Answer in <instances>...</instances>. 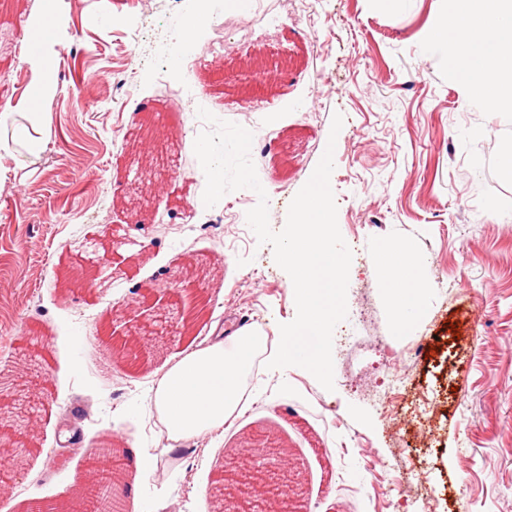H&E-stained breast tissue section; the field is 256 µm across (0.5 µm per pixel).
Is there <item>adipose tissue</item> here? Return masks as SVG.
<instances>
[{
	"mask_svg": "<svg viewBox=\"0 0 512 512\" xmlns=\"http://www.w3.org/2000/svg\"><path fill=\"white\" fill-rule=\"evenodd\" d=\"M445 10L426 42L444 51L462 89L488 109L512 110V0H445ZM34 40L26 45L32 79L25 96L0 109V131L14 146V156L41 160L51 138L36 112L48 96L47 50L54 41L52 0H38ZM375 265L389 283L388 297L398 332L420 315L425 283L419 278L412 249L405 244L383 249ZM266 342L261 331L238 330L216 336L208 345L181 354L154 390L150 402L170 441L201 437L234 419L246 392L245 381Z\"/></svg>",
	"mask_w": 512,
	"mask_h": 512,
	"instance_id": "ef3b65f1",
	"label": "adipose tissue"
}]
</instances>
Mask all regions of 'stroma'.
I'll return each mask as SVG.
<instances>
[{
  "label": "stroma",
  "instance_id": "obj_1",
  "mask_svg": "<svg viewBox=\"0 0 512 512\" xmlns=\"http://www.w3.org/2000/svg\"><path fill=\"white\" fill-rule=\"evenodd\" d=\"M34 2L0 0V104L29 84L22 45ZM192 2L55 0L54 90L38 107L51 141L33 170L0 156V375L22 391L0 431L26 451L24 469L0 472V499L11 512L53 502L86 479L89 441L109 429L126 469L143 454L156 461L119 493L133 512H214L212 491L239 450L266 438L288 448L301 479L288 512H457L463 502L512 512V175L498 165L512 116L464 97L445 57L427 49L442 0H264L259 21L213 0L217 19L198 26L185 80L165 67ZM250 56L270 66L267 86L239 83ZM202 108L252 132L275 230L334 144L330 183L353 259L333 390L297 366L259 367L231 427L173 448L147 406L172 356L207 345L213 324L229 335L246 321L271 355L296 316L289 275L246 220L257 194L192 210L206 185L194 153ZM147 119L158 130L155 191L134 185L129 151ZM99 241L119 276L60 294L66 262L97 257ZM398 243L412 247L426 284L423 313L403 334L372 263ZM183 279L215 316L173 344L163 327L184 296L156 289ZM116 313L117 334L153 346L139 362L98 337ZM451 322L460 335L445 358H423ZM395 375L405 390L379 405ZM446 384L430 451L409 454L410 402Z\"/></svg>",
  "mask_w": 512,
  "mask_h": 512
}]
</instances>
